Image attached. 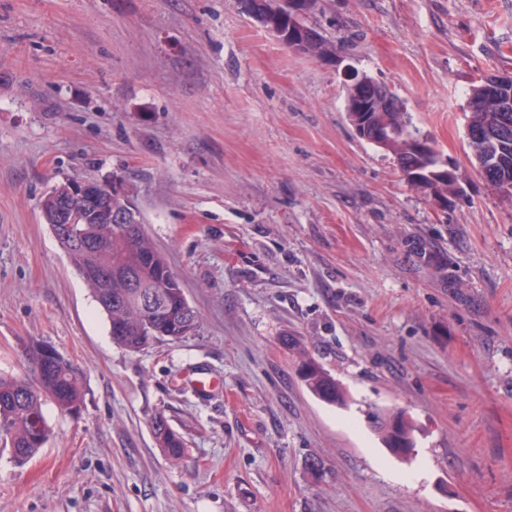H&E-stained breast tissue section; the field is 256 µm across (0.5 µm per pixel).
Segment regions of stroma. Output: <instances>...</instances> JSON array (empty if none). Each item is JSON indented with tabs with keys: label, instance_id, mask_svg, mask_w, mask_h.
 I'll list each match as a JSON object with an SVG mask.
<instances>
[{
	"label": "stroma",
	"instance_id": "1",
	"mask_svg": "<svg viewBox=\"0 0 512 512\" xmlns=\"http://www.w3.org/2000/svg\"><path fill=\"white\" fill-rule=\"evenodd\" d=\"M308 23L457 167L447 203L356 134L341 68L240 0H0V373L24 374L29 339L84 373L29 462L0 450V512H512V201L466 138L472 86L512 73V0H319ZM67 179L128 197L196 332L113 341L42 213ZM194 370L223 392L197 396ZM375 409L411 417L410 457ZM423 452L425 480L387 478ZM302 377L310 391L321 401L336 406H345L348 393L345 387L314 360L304 358ZM162 426H165L169 432L163 440H160L161 432L159 430ZM152 429L157 439L156 441H158L157 444L159 443V447L168 459L171 461L180 460L184 455L185 443L182 436L169 425L167 419L161 414L157 415L152 422Z\"/></svg>",
	"mask_w": 512,
	"mask_h": 512
}]
</instances>
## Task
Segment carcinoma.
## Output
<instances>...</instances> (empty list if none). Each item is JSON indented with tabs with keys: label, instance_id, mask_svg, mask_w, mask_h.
I'll use <instances>...</instances> for the list:
<instances>
[{
	"label": "carcinoma",
	"instance_id": "1",
	"mask_svg": "<svg viewBox=\"0 0 512 512\" xmlns=\"http://www.w3.org/2000/svg\"><path fill=\"white\" fill-rule=\"evenodd\" d=\"M468 120L482 127H496L503 121L512 125V111L502 112L491 101L469 102ZM388 121L396 128L391 154L405 161L410 156L407 138L413 136L408 129L407 113L389 112ZM512 183V138L498 152L495 180L489 186L500 191V184ZM64 184L54 186L41 201L44 217L52 219L60 206ZM96 245L87 248L76 246L75 238H59L65 249L73 250L71 262L81 272L85 268L112 265V279L101 288L93 289V297L107 315L109 323H121L112 333L114 342L136 352L143 347L163 340H177L183 322L193 327L200 323L199 314L190 309L182 310L184 292L165 258L155 248L140 224H108L97 218L85 225ZM169 279L163 289L158 306L140 309L128 301L135 297L140 287L161 286L162 278ZM44 346L34 341H24L21 351L27 364L22 377L0 375V443L9 448L12 458L20 465L31 459L47 442L50 434L43 405L53 402L58 410L71 413L83 400V372L77 365L61 357L47 362ZM302 377L310 391L321 401L336 406L347 403L345 387L312 359H303ZM375 428L384 444L398 457H407L414 448L412 420L402 409L373 412ZM155 438L163 453L172 461L184 455L182 436L170 428L167 419L159 414L152 422Z\"/></svg>",
	"mask_w": 512,
	"mask_h": 512
}]
</instances>
